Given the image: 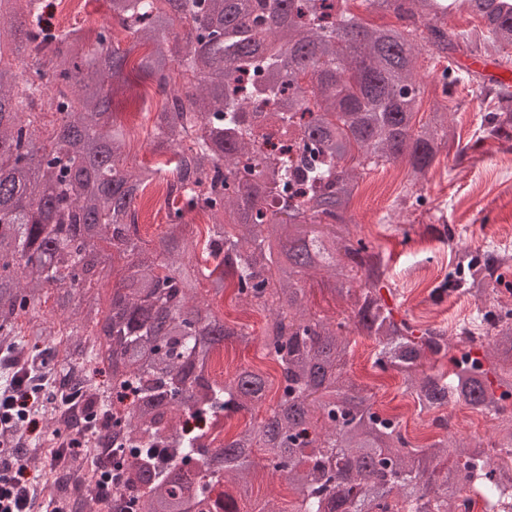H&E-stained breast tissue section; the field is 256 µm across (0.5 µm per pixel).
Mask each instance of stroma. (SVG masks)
Returning a JSON list of instances; mask_svg holds the SVG:
<instances>
[{
    "mask_svg": "<svg viewBox=\"0 0 512 512\" xmlns=\"http://www.w3.org/2000/svg\"><path fill=\"white\" fill-rule=\"evenodd\" d=\"M107 14L108 0H63L54 22L91 37ZM439 72L437 61L420 56L424 95L417 118L426 121L433 101L447 97L453 114L449 134L459 142L463 156L443 154L437 158L423 184L425 202L417 209L401 202L407 184L404 167L388 165L367 171L353 202L352 232L385 254L399 315L450 328L476 312L468 297L454 294L437 301L431 296L432 289L447 276L457 246L475 249L493 240L512 250V140L481 137L480 126L493 109L484 93L485 79L455 85L446 93L437 79ZM163 104V98L153 94L151 82L135 71L127 85L114 94L113 119L127 134V168L165 163V156L154 150L155 116ZM429 224L452 227L454 238L426 232ZM374 351L368 338L358 337L351 377L369 384L377 404L392 409L409 424L408 437L414 445H425L426 432L412 423V398L396 373L374 368Z\"/></svg>",
    "mask_w": 512,
    "mask_h": 512,
    "instance_id": "stroma-1",
    "label": "stroma"
}]
</instances>
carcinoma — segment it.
Wrapping results in <instances>:
<instances>
[{"instance_id": "1", "label": "carcinoma", "mask_w": 512, "mask_h": 512, "mask_svg": "<svg viewBox=\"0 0 512 512\" xmlns=\"http://www.w3.org/2000/svg\"><path fill=\"white\" fill-rule=\"evenodd\" d=\"M350 2L109 0L129 34L119 51L102 29L92 50L80 30L45 25L46 0H0V52L14 56L0 62V338L26 319L11 346L51 349L60 385L87 392L106 418L102 447L136 483L112 488L109 512H240L236 496L249 495L259 465L286 482L291 512H454L477 475L489 498L512 475V306L495 301L512 286V253L455 252L432 296L467 295L476 314L450 336L396 318L385 256L350 230L366 171L402 162L415 187L454 145L444 101L416 125L417 55L448 62L445 94L475 80L452 67L454 55L512 48V0H360L394 14L389 25ZM461 9L481 28L448 33L444 20ZM136 54L168 93L155 150L172 154L183 192L166 194L154 259L112 283L114 255L140 252L135 200L162 172L123 167L125 135L112 120L111 95ZM52 87L58 125L47 147L32 109ZM495 98L482 133L509 141L512 91ZM270 99L275 109L258 111ZM197 212L207 235L189 241ZM317 274L334 281L353 323L307 307L301 282ZM228 284L271 306L262 335L215 313ZM52 291L57 316L47 319L38 306ZM354 331L376 342L373 366L400 374L420 410L479 408L497 420L490 447L508 452L483 457L454 435L414 446L347 377ZM216 336L259 342L276 365L278 397L262 422L233 427L264 401L267 380L245 365L211 376ZM443 360L446 371L426 368Z\"/></svg>"}]
</instances>
